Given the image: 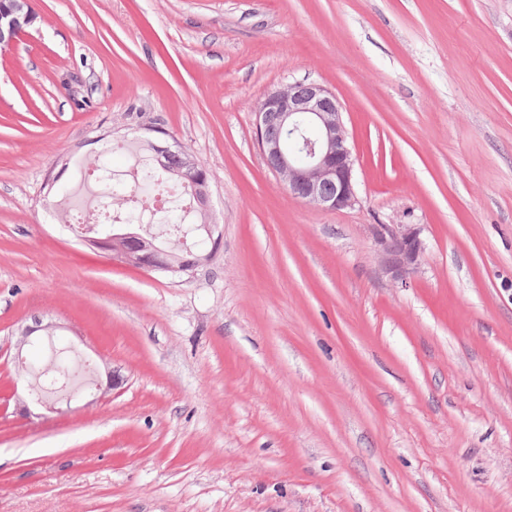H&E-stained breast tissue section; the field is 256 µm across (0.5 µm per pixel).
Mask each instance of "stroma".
Listing matches in <instances>:
<instances>
[{"label":"stroma","instance_id":"1","mask_svg":"<svg viewBox=\"0 0 512 512\" xmlns=\"http://www.w3.org/2000/svg\"><path fill=\"white\" fill-rule=\"evenodd\" d=\"M0 50V512H512V0H32ZM332 90L355 205L264 164L255 108ZM166 131L219 247L127 265L57 223L71 172ZM417 224L408 285L374 227ZM58 324L108 391L15 358ZM56 353H58L59 357L56 354V362L59 367V370L56 373L50 374H41V382L42 385L47 390H56L61 388L65 384L66 378L69 376V370L67 366V350L64 347L55 346Z\"/></svg>","mask_w":512,"mask_h":512}]
</instances>
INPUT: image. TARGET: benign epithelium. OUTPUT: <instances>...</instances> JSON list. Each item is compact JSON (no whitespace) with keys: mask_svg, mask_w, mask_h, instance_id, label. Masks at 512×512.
<instances>
[{"mask_svg":"<svg viewBox=\"0 0 512 512\" xmlns=\"http://www.w3.org/2000/svg\"><path fill=\"white\" fill-rule=\"evenodd\" d=\"M37 16L29 0H0V48L13 45ZM257 144L269 170L287 192L318 208L342 209L357 201L355 159L348 145L343 106L336 94L314 81H297L269 91L256 109ZM194 193L207 212L209 178L199 175ZM139 238L125 225L111 236L112 252L128 265H140L122 240ZM375 241L384 273L402 285L421 265L425 244L417 224H378Z\"/></svg>","mask_w":512,"mask_h":512,"instance_id":"1","label":"benign epithelium"}]
</instances>
